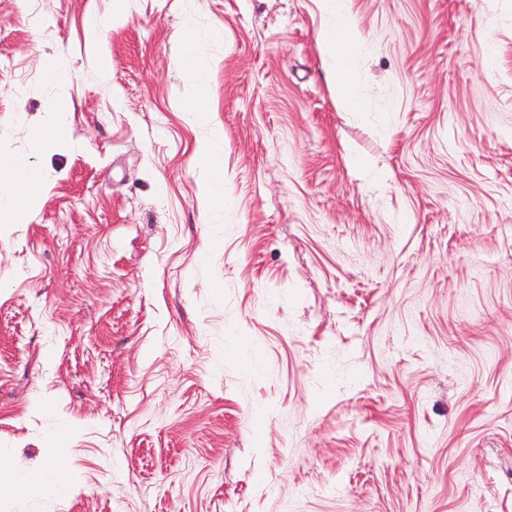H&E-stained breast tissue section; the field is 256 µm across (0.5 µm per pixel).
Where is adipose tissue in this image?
<instances>
[{"label":"adipose tissue","mask_w":512,"mask_h":512,"mask_svg":"<svg viewBox=\"0 0 512 512\" xmlns=\"http://www.w3.org/2000/svg\"><path fill=\"white\" fill-rule=\"evenodd\" d=\"M322 11L332 15L334 23L319 35L320 47L331 65L330 79L340 104L349 110L357 109L358 98L350 81L351 64L364 46L347 7L348 0H318ZM197 162L209 174L214 187L207 190L208 206L221 208L225 205L224 191L219 184L224 180V134L214 129L212 136L203 142L197 152ZM8 180L14 191L16 206L0 213V224L24 223L32 206L44 191V181L34 167L13 164L8 157L0 156V179Z\"/></svg>","instance_id":"ef3b65f1"}]
</instances>
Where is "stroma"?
<instances>
[{
  "instance_id": "1",
  "label": "stroma",
  "mask_w": 512,
  "mask_h": 512,
  "mask_svg": "<svg viewBox=\"0 0 512 512\" xmlns=\"http://www.w3.org/2000/svg\"><path fill=\"white\" fill-rule=\"evenodd\" d=\"M348 7L359 112L316 0H0V512H512V0ZM322 11L333 16L334 24L319 35L320 47L331 65L330 79L336 98L348 110H358V98L350 81L351 64L365 39L357 30L347 0H317ZM47 112L52 114V120L40 126L33 135L34 150L39 153L55 151L66 140V123L56 103L48 107ZM196 159L213 183H221V187L214 186V190L212 184H208L205 193L207 205L224 208V134L220 128L214 129L212 136L199 146ZM8 180L13 187L16 206L13 210L0 213V228L9 224H22L27 214L44 192V180L30 165L12 164L6 156L0 155V179ZM0 479L6 482L12 493L23 496L33 493H45L46 487L42 481L34 475L21 476L20 472L10 465L0 463Z\"/></svg>"
}]
</instances>
